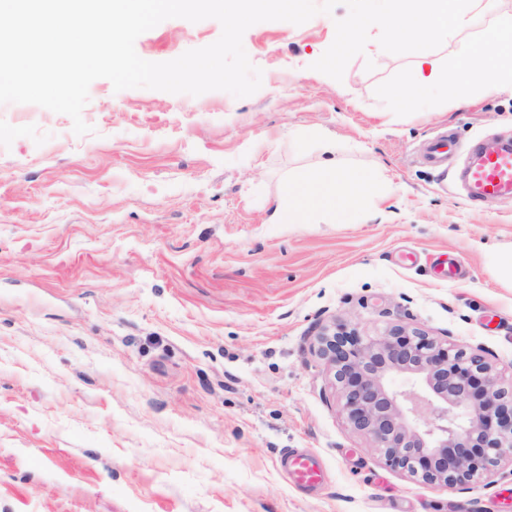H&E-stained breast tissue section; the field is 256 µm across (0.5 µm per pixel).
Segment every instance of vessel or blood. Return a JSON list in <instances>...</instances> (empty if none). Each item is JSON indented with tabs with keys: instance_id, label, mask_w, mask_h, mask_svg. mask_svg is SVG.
<instances>
[{
	"instance_id": "obj_1",
	"label": "vessel or blood",
	"mask_w": 512,
	"mask_h": 512,
	"mask_svg": "<svg viewBox=\"0 0 512 512\" xmlns=\"http://www.w3.org/2000/svg\"><path fill=\"white\" fill-rule=\"evenodd\" d=\"M464 180L467 196L473 201H483L512 193V143L503 142L497 148H475L474 159L466 168ZM278 463L291 485L313 488L323 478V468L318 457L305 451H283Z\"/></svg>"
}]
</instances>
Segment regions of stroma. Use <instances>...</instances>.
Wrapping results in <instances>:
<instances>
[{
	"label": "stroma",
	"mask_w": 512,
	"mask_h": 512,
	"mask_svg": "<svg viewBox=\"0 0 512 512\" xmlns=\"http://www.w3.org/2000/svg\"><path fill=\"white\" fill-rule=\"evenodd\" d=\"M499 12L512 0L430 58L454 68ZM347 14L248 28L263 75L247 97L101 78L81 136L0 106V512H512V463L450 487L388 467L313 350L335 323L403 325L484 351L512 387V288L479 251L512 242V196L472 202L459 179L469 144L512 138V90L402 105L391 88L418 56L383 51L376 26L342 80L313 70ZM221 33L173 18L135 50L166 62ZM311 130L390 189L354 223L268 221L283 173L318 158ZM443 131L459 152L433 168ZM285 448L320 458L315 493L278 468Z\"/></svg>",
	"instance_id": "obj_1"
}]
</instances>
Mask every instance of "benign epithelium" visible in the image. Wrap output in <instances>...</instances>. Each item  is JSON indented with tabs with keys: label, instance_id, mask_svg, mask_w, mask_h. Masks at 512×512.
<instances>
[{
	"label": "benign epithelium",
	"instance_id": "1",
	"mask_svg": "<svg viewBox=\"0 0 512 512\" xmlns=\"http://www.w3.org/2000/svg\"><path fill=\"white\" fill-rule=\"evenodd\" d=\"M317 341L342 414L389 466L454 486L512 462V391L484 355L402 325L375 336L333 325ZM396 376L407 385L393 387Z\"/></svg>",
	"mask_w": 512,
	"mask_h": 512
}]
</instances>
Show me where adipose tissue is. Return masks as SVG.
Masks as SVG:
<instances>
[{"mask_svg": "<svg viewBox=\"0 0 512 512\" xmlns=\"http://www.w3.org/2000/svg\"><path fill=\"white\" fill-rule=\"evenodd\" d=\"M455 55V68L445 74L429 57H421L415 69L396 82V97L407 103L449 89L465 100L476 92L512 87V15L497 16L492 37L460 41ZM316 142L318 161L286 174L270 223L291 224L306 213L327 224H348L363 205L384 198L386 186L381 179L338 159L334 136L320 135Z\"/></svg>", "mask_w": 512, "mask_h": 512, "instance_id": "1", "label": "adipose tissue"}]
</instances>
